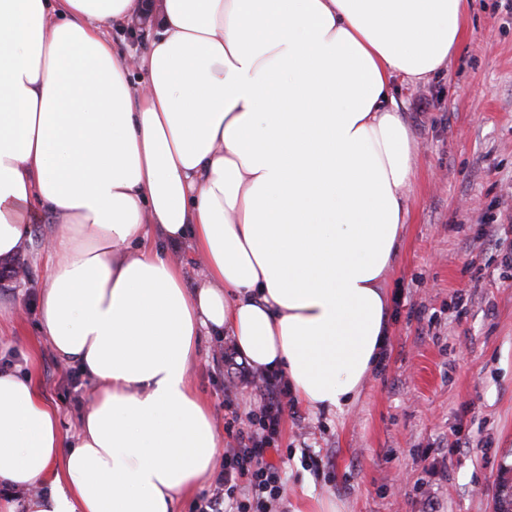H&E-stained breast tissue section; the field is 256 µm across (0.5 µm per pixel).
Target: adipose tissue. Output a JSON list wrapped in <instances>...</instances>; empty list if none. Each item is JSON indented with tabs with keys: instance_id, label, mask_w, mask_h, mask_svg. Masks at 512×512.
<instances>
[{
	"instance_id": "adipose-tissue-1",
	"label": "adipose tissue",
	"mask_w": 512,
	"mask_h": 512,
	"mask_svg": "<svg viewBox=\"0 0 512 512\" xmlns=\"http://www.w3.org/2000/svg\"><path fill=\"white\" fill-rule=\"evenodd\" d=\"M148 13L146 53L122 55L110 30ZM468 17L469 0H0V258L48 218L41 334L98 384L68 438L32 374L0 366V512H172L212 481L219 432L189 378L205 336L308 408L355 402L388 345L417 169L391 84L445 66Z\"/></svg>"
}]
</instances>
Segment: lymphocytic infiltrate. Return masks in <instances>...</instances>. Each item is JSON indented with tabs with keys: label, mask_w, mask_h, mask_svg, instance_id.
Masks as SVG:
<instances>
[{
	"label": "lymphocytic infiltrate",
	"mask_w": 512,
	"mask_h": 512,
	"mask_svg": "<svg viewBox=\"0 0 512 512\" xmlns=\"http://www.w3.org/2000/svg\"><path fill=\"white\" fill-rule=\"evenodd\" d=\"M223 357L234 365L245 383L257 385L264 396L259 411L249 412L248 423L238 431L235 444L224 451V467L216 475L214 488L203 493L198 512H224V502L235 498L236 512H273L274 503L284 491L278 467L267 461L265 453L279 432L285 401L290 393L287 386L273 375L253 372L246 363L237 362L232 349ZM247 478L250 492L236 499L240 478Z\"/></svg>",
	"instance_id": "1"
}]
</instances>
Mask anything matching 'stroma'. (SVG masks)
Instances as JSON below:
<instances>
[{"label":"stroma","instance_id":"stroma-1","mask_svg":"<svg viewBox=\"0 0 512 512\" xmlns=\"http://www.w3.org/2000/svg\"><path fill=\"white\" fill-rule=\"evenodd\" d=\"M418 146L408 225L387 278L388 346L344 412L283 415L271 460L287 492L276 512L318 500L341 512H496L512 493V268L508 244L486 237L512 220V0H471L467 35L427 83L394 81ZM34 225L0 260V300L17 302L0 342L36 354V375L72 435L96 385L71 386L40 336L36 299L48 276ZM220 338L204 340L190 381L229 447L259 390L222 369ZM237 395L233 405L225 392ZM465 440L453 447L454 438ZM320 460L313 468L312 460Z\"/></svg>","mask_w":512,"mask_h":512}]
</instances>
